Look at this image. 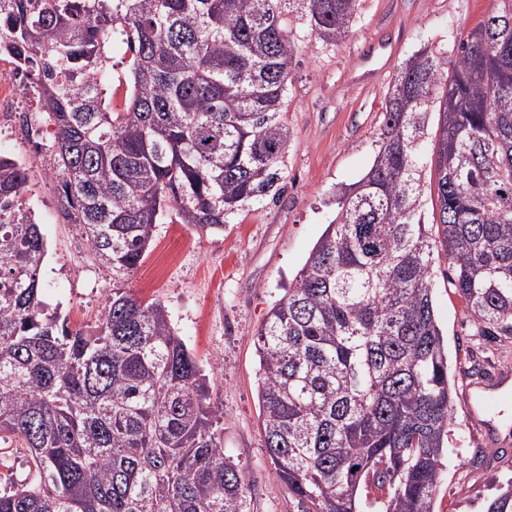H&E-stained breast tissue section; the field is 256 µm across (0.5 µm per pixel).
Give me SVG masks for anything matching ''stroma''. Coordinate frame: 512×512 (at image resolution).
Masks as SVG:
<instances>
[{"instance_id":"stroma-1","label":"stroma","mask_w":512,"mask_h":512,"mask_svg":"<svg viewBox=\"0 0 512 512\" xmlns=\"http://www.w3.org/2000/svg\"><path fill=\"white\" fill-rule=\"evenodd\" d=\"M492 7V0H360L347 38L311 42L298 53L288 86L291 132L286 187L276 201L246 207L224 229L201 230L164 212L144 259L121 282L142 301L163 303L224 407V453L250 486L251 512H299L273 475L258 402L256 334L284 287L302 267L327 224L336 196L371 166L385 99L398 66L422 48L448 55L454 42ZM105 87L121 110L132 53L114 41ZM39 144H28L9 115L0 116V145L23 147L27 206L47 247L42 299L71 327L94 325L112 293V274L90 253L79 225L58 210L54 127L35 112ZM447 261L433 270L434 308L448 343L456 427L443 459L434 512H485L495 490L512 481V453L492 454L469 417L467 386L475 374L512 371V335L482 337L449 282Z\"/></svg>"}]
</instances>
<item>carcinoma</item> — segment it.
<instances>
[{"label":"carcinoma","mask_w":512,"mask_h":512,"mask_svg":"<svg viewBox=\"0 0 512 512\" xmlns=\"http://www.w3.org/2000/svg\"><path fill=\"white\" fill-rule=\"evenodd\" d=\"M495 2L449 55L398 67L371 167L258 333L266 450L303 512H434L455 425L436 260L480 335H512V0ZM358 6L0 0V34L54 122L62 213L112 278L170 208L217 230L280 196L293 60L347 37ZM108 34L133 55L121 112L106 104ZM27 183L0 160V441L34 470L0 512H250L224 408L165 305L114 288L88 330L45 308ZM366 483L384 494L364 506ZM487 512H512V484Z\"/></svg>","instance_id":"carcinoma-1"}]
</instances>
